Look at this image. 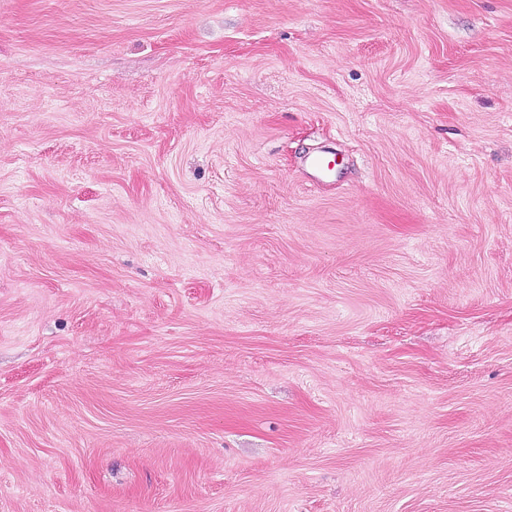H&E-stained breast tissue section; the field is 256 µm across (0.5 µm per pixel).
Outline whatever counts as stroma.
<instances>
[{
    "label": "stroma",
    "instance_id": "35a3bbf8",
    "mask_svg": "<svg viewBox=\"0 0 512 512\" xmlns=\"http://www.w3.org/2000/svg\"><path fill=\"white\" fill-rule=\"evenodd\" d=\"M0 512H512V0H0Z\"/></svg>",
    "mask_w": 512,
    "mask_h": 512
}]
</instances>
